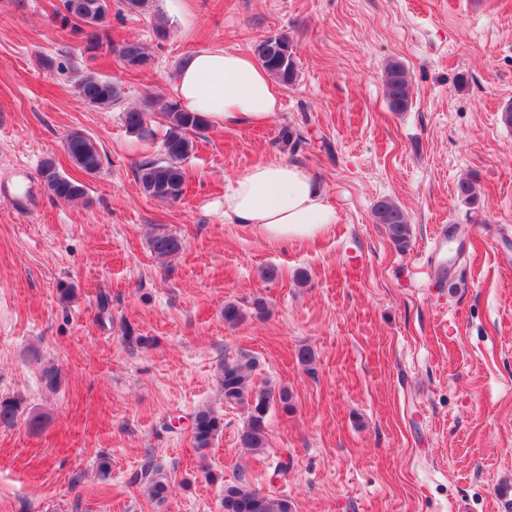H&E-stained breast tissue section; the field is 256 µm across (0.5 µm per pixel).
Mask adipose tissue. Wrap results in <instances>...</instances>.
Wrapping results in <instances>:
<instances>
[{"label": "adipose tissue", "instance_id": "1", "mask_svg": "<svg viewBox=\"0 0 512 512\" xmlns=\"http://www.w3.org/2000/svg\"><path fill=\"white\" fill-rule=\"evenodd\" d=\"M182 106L213 122L267 121L281 90L252 55L221 48L193 54L179 69ZM224 220L256 227L279 241L314 236L335 223L336 211L301 165L260 162L239 171L224 192Z\"/></svg>", "mask_w": 512, "mask_h": 512}]
</instances>
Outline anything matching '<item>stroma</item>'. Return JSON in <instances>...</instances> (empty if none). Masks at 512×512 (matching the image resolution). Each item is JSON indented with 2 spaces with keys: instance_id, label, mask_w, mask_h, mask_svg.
Returning a JSON list of instances; mask_svg holds the SVG:
<instances>
[{
  "instance_id": "35a3bbf8",
  "label": "stroma",
  "mask_w": 512,
  "mask_h": 512,
  "mask_svg": "<svg viewBox=\"0 0 512 512\" xmlns=\"http://www.w3.org/2000/svg\"><path fill=\"white\" fill-rule=\"evenodd\" d=\"M55 2L0 0V190L21 175L32 194L26 211L0 198V399L24 400L17 424L0 427V512H224V486L239 480L293 512H512V127L500 120L512 0H183L182 23L152 2L112 15V42L93 59L52 22ZM276 34L297 69L280 111L209 124L182 163V199L146 195L135 169L162 156L164 120L153 115L146 143L122 111L171 98L193 53L252 54ZM130 40L149 46L146 68L120 61ZM392 59L410 78L403 112L385 95ZM88 71L119 81V105L77 96ZM286 127L303 142L283 145ZM74 129L103 158L84 203L56 199L39 176L47 158L77 176L63 148ZM265 161L305 167L336 222L288 242L225 223L228 182ZM468 176L473 204L455 192ZM385 198L411 225L406 251L375 221ZM443 226L454 261L436 287L421 268ZM160 229L183 241L165 263L149 248ZM257 296L268 315L225 324V302ZM240 352L258 361L256 386L293 396L290 412L273 409L260 453L238 447L245 414L219 392L221 361ZM45 365L61 372L57 391L42 385ZM204 405L224 431L200 451L189 417ZM149 457L169 479L161 503L130 482Z\"/></svg>"
}]
</instances>
